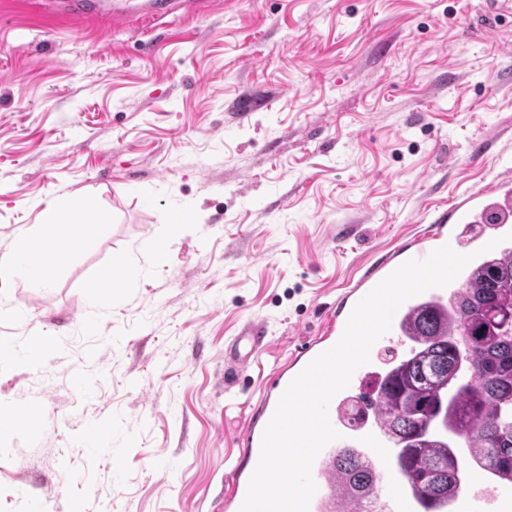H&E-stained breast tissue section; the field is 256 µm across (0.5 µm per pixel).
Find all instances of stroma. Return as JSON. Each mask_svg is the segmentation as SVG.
Instances as JSON below:
<instances>
[{
    "label": "stroma",
    "instance_id": "stroma-1",
    "mask_svg": "<svg viewBox=\"0 0 512 512\" xmlns=\"http://www.w3.org/2000/svg\"><path fill=\"white\" fill-rule=\"evenodd\" d=\"M103 2L51 29L0 9V255L48 203L106 218L52 287L0 281V512H218L236 435L337 296L512 189V13L208 0L116 24ZM251 323L270 343L225 383Z\"/></svg>",
    "mask_w": 512,
    "mask_h": 512
}]
</instances>
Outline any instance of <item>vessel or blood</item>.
<instances>
[{
  "label": "vessel or blood",
  "instance_id": "1",
  "mask_svg": "<svg viewBox=\"0 0 512 512\" xmlns=\"http://www.w3.org/2000/svg\"><path fill=\"white\" fill-rule=\"evenodd\" d=\"M496 211L500 217L499 224L490 228L489 235H479L474 239L476 247H484L489 239H496L512 232V202L504 201ZM448 243V233L438 230L430 245L418 244L398 247L379 266L365 273L352 287L347 288L336 300V312L333 314L321 336L307 340L298 349L292 364L283 368L273 379L262 406V417L250 418L244 433V444L250 450L251 459L260 456L267 418L273 415L278 401L291 381L319 354L334 346L342 337L347 320L354 306L366 296L377 284L390 275L404 262L425 260L433 250ZM448 288H432L423 292L422 296L406 300L395 312L390 330L385 333L370 351L371 361L359 367L349 383L350 388H357L372 376L371 364L380 360L382 352H398L406 343L403 322L406 316L419 304L420 300L447 301ZM268 338L261 325L253 323L244 329L224 350V373L231 376L248 367L263 351ZM344 393H337L328 406V416L333 428L340 432V439L334 440V447L354 445L367 449L369 455L382 467H385L388 489L384 497L385 512H419L420 501L408 489V481L402 473L398 458L390 443L380 432V426L373 420H366L357 433L347 432L341 421V407ZM312 478L317 490L309 504V512H320L325 504L339 495L341 479L333 471L313 464ZM471 489L458 493L453 499L441 498L434 504L435 512H512V487L503 486L479 488L480 474L470 471L468 476Z\"/></svg>",
  "mask_w": 512,
  "mask_h": 512
}]
</instances>
